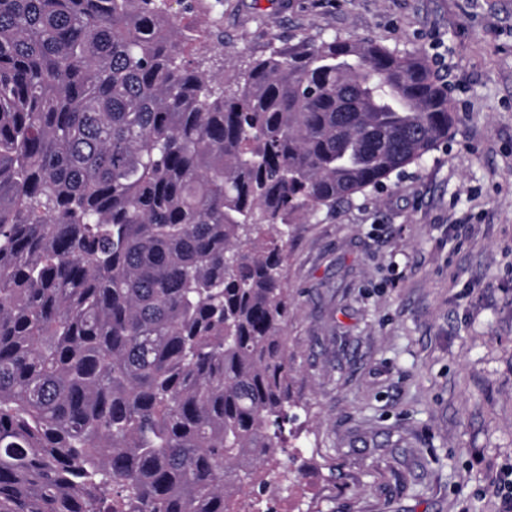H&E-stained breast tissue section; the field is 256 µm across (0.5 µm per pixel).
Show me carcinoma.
I'll use <instances>...</instances> for the list:
<instances>
[{
  "label": "carcinoma",
  "instance_id": "1",
  "mask_svg": "<svg viewBox=\"0 0 512 512\" xmlns=\"http://www.w3.org/2000/svg\"><path fill=\"white\" fill-rule=\"evenodd\" d=\"M169 0H0V512H229L295 405L289 226L459 123L339 36L225 83Z\"/></svg>",
  "mask_w": 512,
  "mask_h": 512
}]
</instances>
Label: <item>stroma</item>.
Here are the masks:
<instances>
[{"mask_svg":"<svg viewBox=\"0 0 512 512\" xmlns=\"http://www.w3.org/2000/svg\"><path fill=\"white\" fill-rule=\"evenodd\" d=\"M225 74L332 36L424 50L460 122L292 225L302 512H501L512 476V0H210Z\"/></svg>","mask_w":512,"mask_h":512,"instance_id":"obj_1","label":"stroma"}]
</instances>
